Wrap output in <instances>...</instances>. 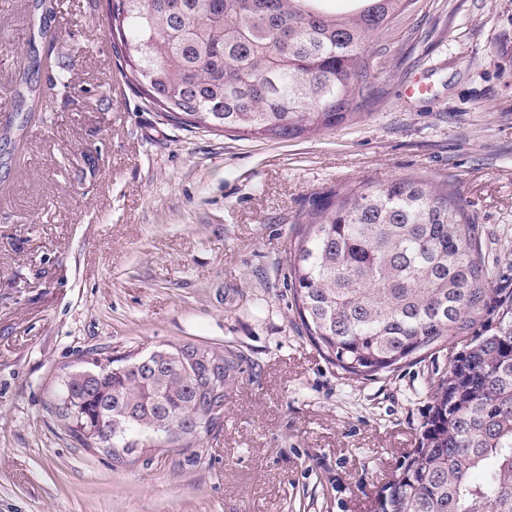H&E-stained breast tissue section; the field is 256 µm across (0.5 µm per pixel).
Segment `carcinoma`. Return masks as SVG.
Here are the masks:
<instances>
[{"label": "carcinoma", "mask_w": 512, "mask_h": 512, "mask_svg": "<svg viewBox=\"0 0 512 512\" xmlns=\"http://www.w3.org/2000/svg\"><path fill=\"white\" fill-rule=\"evenodd\" d=\"M103 0L99 21L142 94L169 121L272 140L333 128L370 94L367 46L414 0ZM28 51L47 29L33 18ZM301 329L363 380L465 342L431 393L417 445L376 512H512V281L486 260L480 225L426 178L352 187L290 240ZM168 360L108 356L89 394L68 376L46 410L81 447L114 460L156 444L197 448L224 423L238 356L175 344Z\"/></svg>", "instance_id": "obj_1"}]
</instances>
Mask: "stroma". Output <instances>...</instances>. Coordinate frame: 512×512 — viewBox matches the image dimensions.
Returning <instances> with one entry per match:
<instances>
[{"instance_id": "stroma-1", "label": "stroma", "mask_w": 512, "mask_h": 512, "mask_svg": "<svg viewBox=\"0 0 512 512\" xmlns=\"http://www.w3.org/2000/svg\"><path fill=\"white\" fill-rule=\"evenodd\" d=\"M101 0H56L16 109L31 0H0V512H370L460 345L374 380L302 333L288 242L350 187L447 185L512 277V0H416L337 127L266 140L168 122L126 82ZM233 349L224 424L131 464L46 412L65 373L178 343Z\"/></svg>"}]
</instances>
